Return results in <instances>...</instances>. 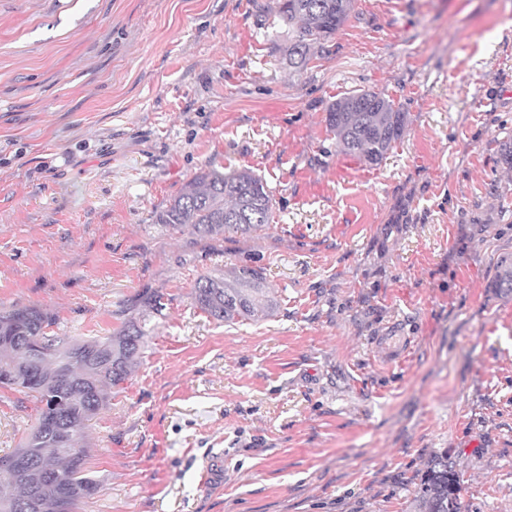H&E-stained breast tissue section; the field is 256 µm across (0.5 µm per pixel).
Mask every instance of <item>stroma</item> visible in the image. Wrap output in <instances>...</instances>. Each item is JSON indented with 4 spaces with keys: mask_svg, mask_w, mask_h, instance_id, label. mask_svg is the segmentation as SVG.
Returning <instances> with one entry per match:
<instances>
[{
    "mask_svg": "<svg viewBox=\"0 0 512 512\" xmlns=\"http://www.w3.org/2000/svg\"><path fill=\"white\" fill-rule=\"evenodd\" d=\"M278 2L0 0V312L146 331L81 512H414L443 454L461 512H512V0H354L301 70ZM364 90L406 131L340 176L328 109ZM202 168L261 176L269 227L157 223ZM240 262L277 311L208 318L195 279ZM35 423L1 387L0 455Z\"/></svg>",
    "mask_w": 512,
    "mask_h": 512,
    "instance_id": "1",
    "label": "stroma"
}]
</instances>
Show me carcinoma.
I'll list each match as a JSON object with an SVG mask.
<instances>
[{
  "label": "carcinoma",
  "instance_id": "cac0c4a2",
  "mask_svg": "<svg viewBox=\"0 0 512 512\" xmlns=\"http://www.w3.org/2000/svg\"><path fill=\"white\" fill-rule=\"evenodd\" d=\"M353 0H280L277 16L288 32V62L307 65L349 18ZM327 125L338 151L380 163L404 135L406 116L376 92L336 99ZM274 207L267 184L249 169H202L156 217L199 238L250 235L270 224ZM495 287L512 293V259H501ZM193 305L228 325L270 316L277 303L261 268L235 264L199 276ZM51 318L37 307L0 313V387L23 391L36 403L37 423L11 453L0 456V512H79L98 490L87 469L88 422L106 408L107 390L140 363L146 333L133 319L108 336L77 339L47 332ZM460 483L448 455L432 461L416 496L418 512H460Z\"/></svg>",
  "mask_w": 512,
  "mask_h": 512
}]
</instances>
